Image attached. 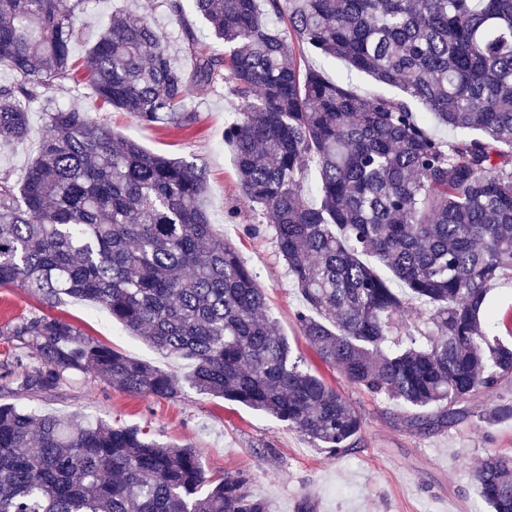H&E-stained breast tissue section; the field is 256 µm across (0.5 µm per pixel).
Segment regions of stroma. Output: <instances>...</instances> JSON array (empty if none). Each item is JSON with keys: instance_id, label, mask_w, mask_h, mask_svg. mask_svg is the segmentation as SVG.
Instances as JSON below:
<instances>
[{"instance_id": "obj_1", "label": "stroma", "mask_w": 512, "mask_h": 512, "mask_svg": "<svg viewBox=\"0 0 512 512\" xmlns=\"http://www.w3.org/2000/svg\"><path fill=\"white\" fill-rule=\"evenodd\" d=\"M160 2L91 0L82 17L83 41L75 45V55H84L87 44L107 27L112 12L121 9L134 20L151 17L165 34L176 62L189 66L181 50L180 28ZM306 62L330 78L349 81L361 94L392 92L366 74L314 52H307ZM190 105L196 121L185 129L144 125L109 107L97 108V116L114 132L152 152L192 159L205 168V203L215 232L239 251L266 288L270 313L295 352L360 413L358 449L331 457L284 423L188 386L179 398L156 400L80 374L49 398L14 391L0 394V400L45 413H79L113 424L141 425L159 441L191 443L212 478L238 472L249 475L252 494L266 500L271 512H297L304 500L310 503V512H487L475 493L472 475L486 453L512 454V423L489 428L471 417L449 428L420 431L407 425L405 407L349 385L323 364L299 331L295 312L300 294L278 254L271 217L240 202L234 151L224 140V126L233 116L224 85L196 87ZM46 132L40 106L32 105L25 142L0 149V173L21 179ZM34 311L66 320L89 338L177 376L189 371L186 361L159 354L113 321L101 306L69 299L51 307L28 289L0 286V327Z\"/></svg>"}]
</instances>
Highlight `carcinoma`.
Returning a JSON list of instances; mask_svg holds the SVG:
<instances>
[{"mask_svg":"<svg viewBox=\"0 0 512 512\" xmlns=\"http://www.w3.org/2000/svg\"><path fill=\"white\" fill-rule=\"evenodd\" d=\"M88 0H0V144L50 134L22 181L0 174V285L102 306L180 379L32 313L3 387L32 397L89 375L174 399L183 383L285 423L331 456L360 444L351 402L296 356L267 293L217 237L195 161L144 149L50 92L85 82L95 103L146 124L195 122L200 85L224 83L243 206L274 219L303 306L299 329L345 381L415 409L419 430L474 415L512 422V343L489 335L491 286L512 279V0H164L193 62L184 72L150 20L112 17L79 61ZM224 51L200 43L185 5ZM338 59L389 96H363L303 65ZM467 131L442 138L430 125ZM489 512H512V454L473 474ZM0 512H270L243 474L210 479L189 444L138 426L0 403Z\"/></svg>","mask_w":512,"mask_h":512,"instance_id":"cac0c4a2","label":"carcinoma"}]
</instances>
